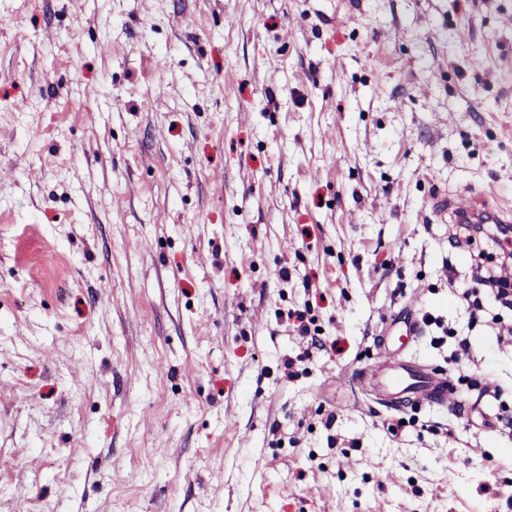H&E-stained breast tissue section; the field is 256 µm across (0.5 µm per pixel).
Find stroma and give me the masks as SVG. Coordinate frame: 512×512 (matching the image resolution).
I'll return each mask as SVG.
<instances>
[{
    "label": "stroma",
    "mask_w": 512,
    "mask_h": 512,
    "mask_svg": "<svg viewBox=\"0 0 512 512\" xmlns=\"http://www.w3.org/2000/svg\"><path fill=\"white\" fill-rule=\"evenodd\" d=\"M460 193L512 208V0H0V512H512ZM408 304L451 407L349 379Z\"/></svg>",
    "instance_id": "obj_1"
}]
</instances>
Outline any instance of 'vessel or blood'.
<instances>
[{
    "label": "vessel or blood",
    "mask_w": 512,
    "mask_h": 512,
    "mask_svg": "<svg viewBox=\"0 0 512 512\" xmlns=\"http://www.w3.org/2000/svg\"><path fill=\"white\" fill-rule=\"evenodd\" d=\"M362 379L375 401L387 407L405 399L443 404L452 392L447 373L410 363L404 358L401 345L388 338L383 340L375 362L368 366Z\"/></svg>",
    "instance_id": "b4317fda"
}]
</instances>
